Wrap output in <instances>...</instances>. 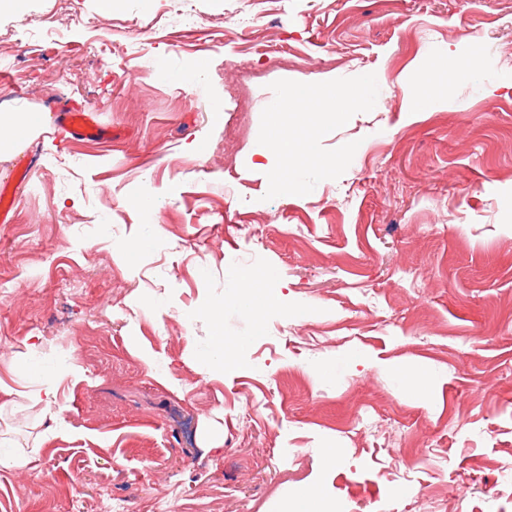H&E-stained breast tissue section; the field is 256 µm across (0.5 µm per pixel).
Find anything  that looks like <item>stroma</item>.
<instances>
[{"instance_id":"stroma-1","label":"stroma","mask_w":512,"mask_h":512,"mask_svg":"<svg viewBox=\"0 0 512 512\" xmlns=\"http://www.w3.org/2000/svg\"><path fill=\"white\" fill-rule=\"evenodd\" d=\"M364 74L331 168L281 188L269 103ZM62 105L111 140L60 143ZM18 108L46 122L0 156V437L38 462L0 512H512V0H23ZM480 60V53L473 51L471 63L467 69L448 72L441 69H427L422 71L418 76V84L427 88L430 94L422 98H418L420 102H426L432 106L433 102H440L448 96V90L455 84L457 80L465 73L468 75L470 69L477 66ZM329 500L318 486L309 487L302 497L290 505L289 512H331Z\"/></svg>"}]
</instances>
